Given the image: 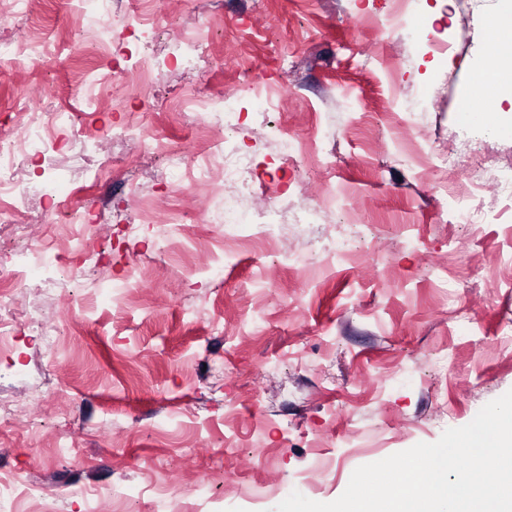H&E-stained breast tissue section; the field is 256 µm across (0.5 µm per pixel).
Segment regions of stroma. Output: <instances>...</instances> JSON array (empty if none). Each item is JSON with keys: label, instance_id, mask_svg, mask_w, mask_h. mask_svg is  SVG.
I'll return each instance as SVG.
<instances>
[{"label": "stroma", "instance_id": "1", "mask_svg": "<svg viewBox=\"0 0 512 512\" xmlns=\"http://www.w3.org/2000/svg\"><path fill=\"white\" fill-rule=\"evenodd\" d=\"M394 4L168 0L156 43L202 29L208 68L160 63L127 111L101 103L91 118L102 128L95 150L47 146L26 165V180L79 190L95 226L83 244L105 262L38 267L41 247L64 255L70 246L67 228L48 223L42 196L20 206L24 233L0 227V271L25 264L22 305L41 309L76 349L71 358H37L38 342L22 326L0 351V396L23 399L36 382L50 388L29 410L34 431L0 428V478L43 482L59 512H86L81 491L104 494L119 481L145 490L127 512H273L319 456L327 466L311 498L331 502L357 467L437 441L512 389V211L498 198L485 223L442 221L444 188L418 161L453 146L468 161L512 162V135L460 111L487 73V29L500 2L422 0L388 35L379 26ZM88 25L78 0H36L29 16L0 19V33L54 46L49 58L0 64V130L16 126L30 86L49 88L38 108L50 112L80 98L88 74L146 50L119 27L103 52L85 39ZM434 38L447 53H430ZM247 75L275 106L257 116L242 97L249 116L228 135L249 157L242 211L252 218L277 207L283 236L259 263L256 242L238 246L217 278L203 266L223 254L224 227L198 214L223 210L222 188L187 197L165 170L167 149L204 147L214 132L193 113L157 104L186 86L235 94ZM132 114L159 148L113 136ZM282 129L334 154L332 176L284 164L275 141ZM331 189L343 207L303 216ZM138 198L182 218L165 258L155 256L153 225L133 232L123 222ZM335 239L349 241L348 255L321 264ZM456 246L486 258L470 269L465 325L448 310L447 285L428 272L431 257L457 272ZM133 270L137 291L113 290ZM217 363L223 375L213 373ZM324 370L332 382L322 381ZM60 434L70 452L56 451ZM174 476L181 494H158ZM200 482L211 490L193 496Z\"/></svg>", "mask_w": 512, "mask_h": 512}]
</instances>
